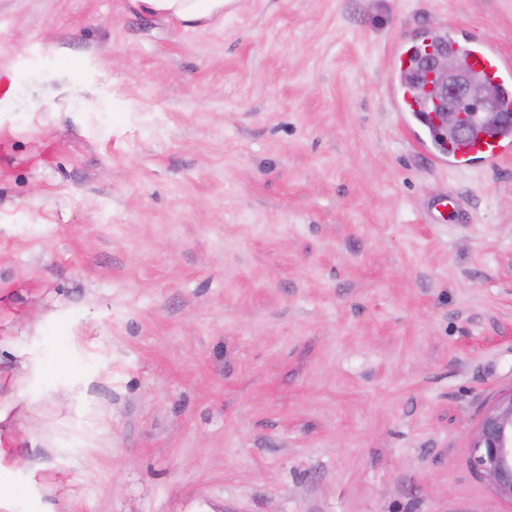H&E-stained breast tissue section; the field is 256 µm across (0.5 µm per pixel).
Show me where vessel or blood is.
<instances>
[{
  "mask_svg": "<svg viewBox=\"0 0 512 512\" xmlns=\"http://www.w3.org/2000/svg\"><path fill=\"white\" fill-rule=\"evenodd\" d=\"M428 41L414 37L400 39L390 53V64L399 71L408 70L416 54L428 50ZM448 49L462 58L479 76L498 85L506 107L512 108V56L502 53L495 45L478 38H449ZM389 98L393 111L403 124H417L438 150L437 163L460 168L479 158L490 167L512 155V126L476 128L467 141L455 143L436 135L430 102L416 99L408 85L390 86Z\"/></svg>",
  "mask_w": 512,
  "mask_h": 512,
  "instance_id": "obj_1",
  "label": "vessel or blood"
}]
</instances>
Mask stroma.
Masks as SVG:
<instances>
[{
	"instance_id": "35a3bbf8",
	"label": "stroma",
	"mask_w": 512,
	"mask_h": 512,
	"mask_svg": "<svg viewBox=\"0 0 512 512\" xmlns=\"http://www.w3.org/2000/svg\"><path fill=\"white\" fill-rule=\"evenodd\" d=\"M244 2L0 0V512H512V158L387 95L443 22L512 55V0ZM145 8L164 14L186 24L187 27L205 29L224 21L225 7L235 6L233 0H140ZM430 39L419 42V39L408 37L400 39L390 53V64L394 70H399L400 85H391L389 98L394 112H398L399 118L405 126H409L413 120L424 132V135L432 145L440 152L436 157L438 164L460 168L467 165L472 159H482L489 166L494 167L512 152V128L510 124L498 127H479L475 129L473 136L467 141L453 143L446 141L441 135H436L433 128L431 114V100H417L410 87L402 79L403 73L408 70L413 59L418 53L430 49ZM469 447L474 469L512 504V391L484 416Z\"/></svg>"
}]
</instances>
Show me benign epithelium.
I'll use <instances>...</instances> for the list:
<instances>
[{"mask_svg":"<svg viewBox=\"0 0 512 512\" xmlns=\"http://www.w3.org/2000/svg\"><path fill=\"white\" fill-rule=\"evenodd\" d=\"M432 88L446 103L439 113L440 123L462 135L460 113L471 112L489 120L497 117L499 94L488 81H477L470 72L439 48L423 59ZM470 456L474 469L486 478L497 495L512 502V393L502 397L489 411L470 438Z\"/></svg>","mask_w":512,"mask_h":512,"instance_id":"obj_1","label":"benign epithelium"}]
</instances>
